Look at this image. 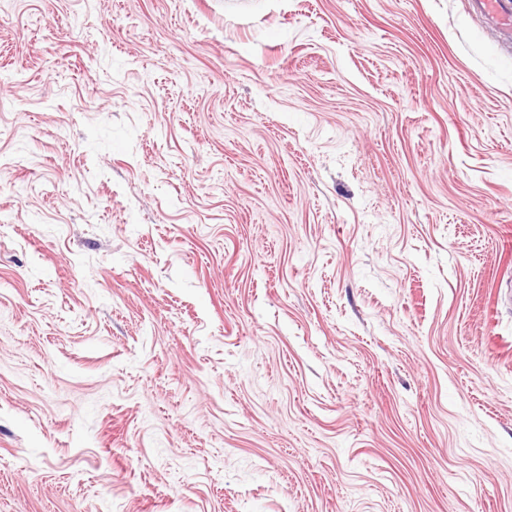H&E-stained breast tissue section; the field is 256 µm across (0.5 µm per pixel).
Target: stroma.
Instances as JSON below:
<instances>
[{
  "instance_id": "obj_1",
  "label": "stroma",
  "mask_w": 512,
  "mask_h": 512,
  "mask_svg": "<svg viewBox=\"0 0 512 512\" xmlns=\"http://www.w3.org/2000/svg\"><path fill=\"white\" fill-rule=\"evenodd\" d=\"M0 512H512L477 0H0Z\"/></svg>"
}]
</instances>
